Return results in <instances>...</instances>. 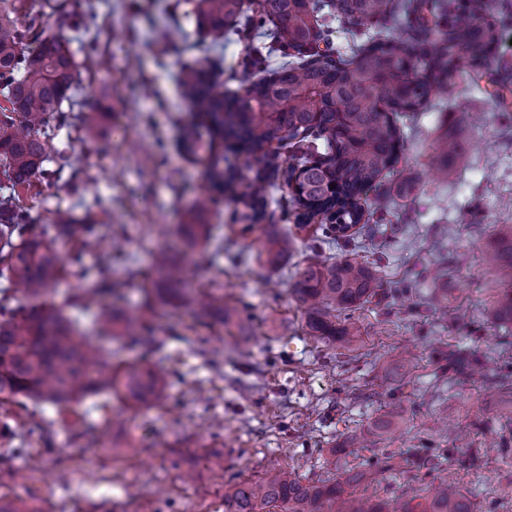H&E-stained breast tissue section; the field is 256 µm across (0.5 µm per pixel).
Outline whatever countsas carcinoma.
<instances>
[{"label":"carcinoma","mask_w":512,"mask_h":512,"mask_svg":"<svg viewBox=\"0 0 512 512\" xmlns=\"http://www.w3.org/2000/svg\"><path fill=\"white\" fill-rule=\"evenodd\" d=\"M504 2L494 18L492 0H407L402 6L394 0H194L198 23L213 43L233 36L247 42L242 72L248 81L244 94L229 95L216 89L205 65L180 68L181 96L199 122L184 129L179 146L188 159L205 163L207 187L179 228L188 251L153 254L160 280L144 290L141 312H154L158 301L184 304L228 328L238 325V311L224 296L195 291L187 277L196 249L210 248L203 219L226 195L243 205L239 220L246 230L266 220L273 204L298 224L319 225L320 243L349 245L347 231L369 223L362 193L398 164L402 136L394 116L418 112L434 98H454V83L434 82L433 74L451 76L488 65L501 28L512 23V0ZM336 16L348 26L376 28L347 58L334 48L326 23ZM46 17L41 7L14 17L9 0H0V94L8 102L0 108V173L14 188L40 184L45 198L53 188L47 164L61 170L67 162L63 150L51 156V128L72 120L91 143L105 115L62 110L70 99L75 56L50 32ZM224 142L264 153L268 170L242 184L216 153V144ZM274 144L288 149L287 159L270 151ZM463 152L454 134L434 142L433 162L443 177ZM123 233L120 224H85L61 210L52 213L50 223L38 224L18 199L0 200V279L21 287L25 297L16 304L8 289L0 290V441H15L19 409L33 417L28 435L41 437L47 427L34 416L44 405L67 406L111 392L139 407L164 390L169 377L164 366L143 359L114 365L106 349L121 321L106 301L121 299L126 286L110 260ZM296 243L286 233L267 235L258 239V252L272 266ZM210 249L219 256L224 244ZM88 253L100 256L93 274L83 267ZM482 261L503 285L493 313L512 323L511 225H493V243ZM74 266L85 284L64 303L94 312L89 326L66 318L47 301L50 288ZM292 293L304 308L307 334L345 348L358 341L352 314L384 299L377 269L351 255L309 263L297 273ZM121 337L129 346L153 351L161 346L150 330L125 331ZM448 371L473 382L489 380L480 361L460 351L448 352ZM392 425L390 417L380 418L362 439H378ZM26 452L0 453V484L15 478L14 460ZM377 475L375 469L348 467L340 480L306 482L292 471H267L225 494L224 512H396L387 501L358 494ZM402 512H472V505L448 475L424 501L407 502Z\"/></svg>","instance_id":"1"}]
</instances>
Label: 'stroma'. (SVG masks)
<instances>
[{
  "label": "stroma",
  "mask_w": 512,
  "mask_h": 512,
  "mask_svg": "<svg viewBox=\"0 0 512 512\" xmlns=\"http://www.w3.org/2000/svg\"><path fill=\"white\" fill-rule=\"evenodd\" d=\"M70 16L50 14L52 32L71 41L78 62L67 112L96 106L107 114L97 145L83 143L70 125L53 128L54 147L69 166L48 202L34 189L14 190L0 175V198L19 195L48 223L60 208L89 224L126 230L116 268H131L127 299L133 311L155 274L160 248L184 251L177 229L206 183L204 168L178 148L194 118L175 75L195 60L229 73L245 54L229 39L216 51L194 50L205 40L190 0H69ZM92 16L89 33L72 14ZM452 102L438 100L400 120L403 150L396 171L378 188L391 194L389 213L377 214L351 247L373 265L386 298L358 310L361 340L350 350L328 348L306 334L291 285L309 261L342 258L343 248L311 249L313 227L297 230L299 250L278 267L261 264L256 233L234 223L232 202L206 222L223 256L194 267L195 289L223 294L238 307L245 329L207 325L187 308L160 307L154 318L162 347L152 354L169 372V386L151 406L126 409L118 398H87L76 412L48 406L50 426L28 442L24 476L0 487V498L40 512H224V495L278 467L309 481L335 477L345 466L377 467L391 458L370 494L399 507L427 495L437 472L416 467L412 448L444 449L475 512H512V389L479 391L447 371L449 349L476 354L488 373L501 371L512 325L499 327L492 300L500 285L477 256L493 225L512 224V76L472 81L459 73ZM467 143L447 179L431 169L432 143L445 131ZM415 180L400 189L402 172ZM95 184L73 192L71 176ZM454 255L451 266L442 258ZM448 291L450 313L434 309ZM480 413L486 432L471 426ZM395 425L384 442L331 455L335 444L366 430L379 416ZM104 431L99 450L88 428ZM223 468H215L214 458ZM335 466H327V459Z\"/></svg>",
  "instance_id": "1"
}]
</instances>
